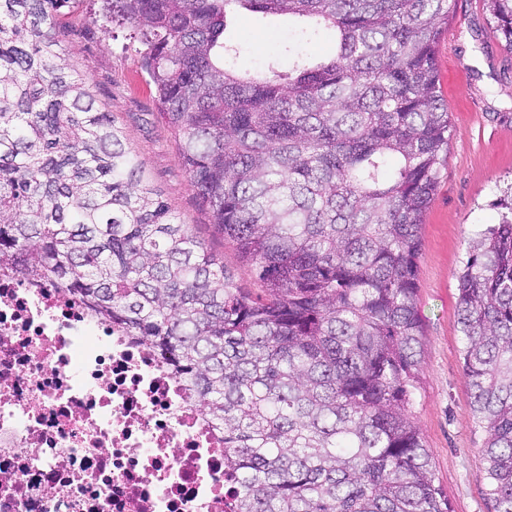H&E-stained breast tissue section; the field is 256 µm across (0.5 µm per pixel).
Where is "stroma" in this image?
Wrapping results in <instances>:
<instances>
[{
  "label": "stroma",
  "instance_id": "stroma-1",
  "mask_svg": "<svg viewBox=\"0 0 512 512\" xmlns=\"http://www.w3.org/2000/svg\"><path fill=\"white\" fill-rule=\"evenodd\" d=\"M88 9L89 0H71L64 8L63 58L86 79L97 104L112 113L146 178L178 220L223 258L240 285L257 288L190 183L140 69L133 30L104 31ZM286 24L281 17L260 21L249 12L232 16L225 36L241 46L238 68L254 70L272 60L287 66ZM435 60L450 135L421 229L417 305L424 352L414 414L452 512H493L484 492V434L472 421L463 371L457 288L470 238L498 223L504 204L512 202V53L501 45L488 0H451Z\"/></svg>",
  "mask_w": 512,
  "mask_h": 512
}]
</instances>
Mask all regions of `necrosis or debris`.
Instances as JSON below:
<instances>
[{
	"instance_id": "necrosis-or-debris-1",
	"label": "necrosis or debris",
	"mask_w": 512,
	"mask_h": 512,
	"mask_svg": "<svg viewBox=\"0 0 512 512\" xmlns=\"http://www.w3.org/2000/svg\"><path fill=\"white\" fill-rule=\"evenodd\" d=\"M224 433L159 355L0 270V512H231Z\"/></svg>"
}]
</instances>
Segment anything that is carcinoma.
Here are the masks:
<instances>
[{"mask_svg":"<svg viewBox=\"0 0 512 512\" xmlns=\"http://www.w3.org/2000/svg\"><path fill=\"white\" fill-rule=\"evenodd\" d=\"M68 2L0 0V269L157 351L224 430L233 512H451L412 414L450 0H100L137 31L181 163L257 294L178 222L56 51ZM489 4L512 52V0ZM240 10L300 22L288 70L236 72ZM322 27L328 59L307 51ZM458 315L485 494L512 512V206L469 241Z\"/></svg>","mask_w":512,"mask_h":512,"instance_id":"cac0c4a2","label":"carcinoma"}]
</instances>
